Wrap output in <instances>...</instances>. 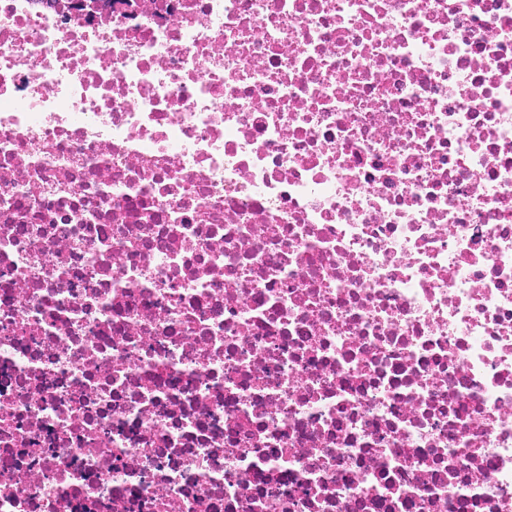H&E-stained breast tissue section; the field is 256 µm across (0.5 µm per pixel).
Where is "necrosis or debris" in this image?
Listing matches in <instances>:
<instances>
[{
  "instance_id": "obj_1",
  "label": "necrosis or debris",
  "mask_w": 512,
  "mask_h": 512,
  "mask_svg": "<svg viewBox=\"0 0 512 512\" xmlns=\"http://www.w3.org/2000/svg\"><path fill=\"white\" fill-rule=\"evenodd\" d=\"M0 0V512H512V0Z\"/></svg>"
}]
</instances>
